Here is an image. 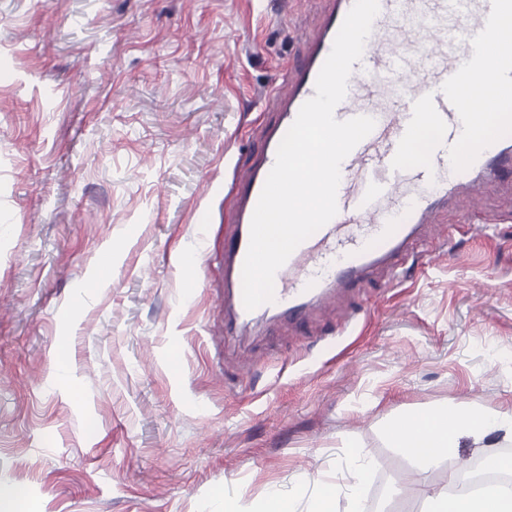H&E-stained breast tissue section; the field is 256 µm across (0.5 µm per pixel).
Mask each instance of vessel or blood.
Returning <instances> with one entry per match:
<instances>
[{
    "label": "vessel or blood",
    "mask_w": 512,
    "mask_h": 512,
    "mask_svg": "<svg viewBox=\"0 0 512 512\" xmlns=\"http://www.w3.org/2000/svg\"><path fill=\"white\" fill-rule=\"evenodd\" d=\"M353 0H329L301 59L287 65L270 96L277 112L262 132L255 163L239 180L235 226L224 246V310L237 330L269 313L295 323L336 290L389 266L388 285L401 271L393 259L463 196H478L493 182L512 181V41L503 36L512 0H379L380 11L354 63L344 100L334 115H367L373 131L341 164L337 215L301 243L274 280L275 299L254 310L242 300V266L251 218L283 136L315 94L317 75ZM507 89L492 107L502 136L472 138L462 155L441 152L439 141L458 139L477 105L459 88ZM437 142L416 164L406 146L421 127Z\"/></svg>",
    "instance_id": "vessel-or-blood-1"
}]
</instances>
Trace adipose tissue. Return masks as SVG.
<instances>
[{
  "instance_id": "ef3b65f1",
  "label": "adipose tissue",
  "mask_w": 512,
  "mask_h": 512,
  "mask_svg": "<svg viewBox=\"0 0 512 512\" xmlns=\"http://www.w3.org/2000/svg\"><path fill=\"white\" fill-rule=\"evenodd\" d=\"M388 433L394 447L412 459L418 473L425 474L438 467L460 439L476 443L495 436L512 440V406L493 411L444 406L392 422ZM422 496L423 512H512V492L469 491L454 471L444 486L423 487Z\"/></svg>"
}]
</instances>
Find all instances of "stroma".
<instances>
[{
    "label": "stroma",
    "mask_w": 512,
    "mask_h": 512,
    "mask_svg": "<svg viewBox=\"0 0 512 512\" xmlns=\"http://www.w3.org/2000/svg\"><path fill=\"white\" fill-rule=\"evenodd\" d=\"M325 0H0V512H420L388 423L512 400V188L402 285L224 327L237 176ZM111 252L112 268L99 258ZM99 286L88 289L91 280Z\"/></svg>",
    "instance_id": "stroma-1"
}]
</instances>
